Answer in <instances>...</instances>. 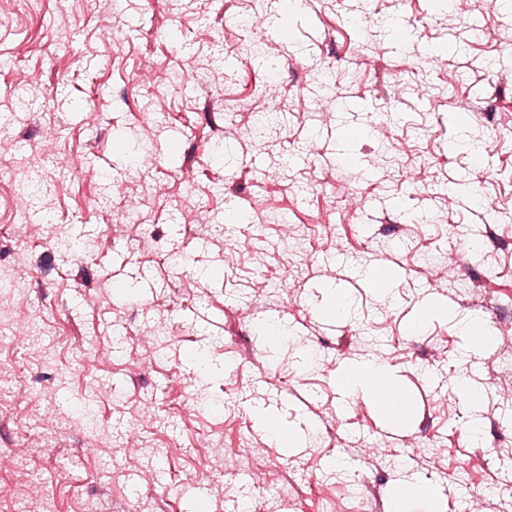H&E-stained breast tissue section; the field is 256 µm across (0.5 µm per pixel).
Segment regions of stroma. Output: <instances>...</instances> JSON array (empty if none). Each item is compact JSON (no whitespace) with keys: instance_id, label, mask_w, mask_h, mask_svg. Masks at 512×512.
<instances>
[{"instance_id":"1","label":"stroma","mask_w":512,"mask_h":512,"mask_svg":"<svg viewBox=\"0 0 512 512\" xmlns=\"http://www.w3.org/2000/svg\"><path fill=\"white\" fill-rule=\"evenodd\" d=\"M36 154L40 199L0 177V512H503L512 0H0V168ZM373 356L402 424L340 384Z\"/></svg>"}]
</instances>
